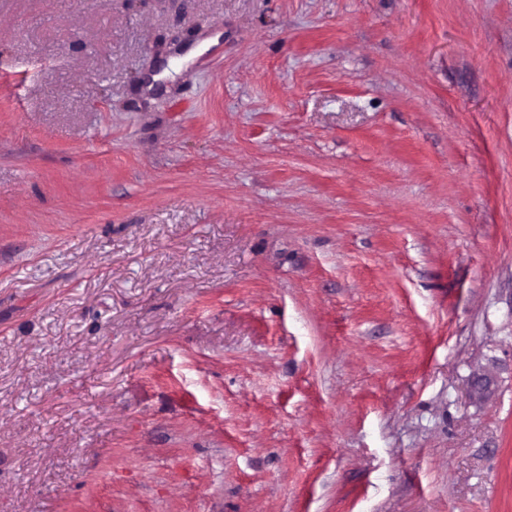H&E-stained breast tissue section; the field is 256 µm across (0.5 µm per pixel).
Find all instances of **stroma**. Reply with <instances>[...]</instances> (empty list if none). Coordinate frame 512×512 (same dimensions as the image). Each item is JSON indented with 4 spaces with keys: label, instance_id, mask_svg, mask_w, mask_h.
<instances>
[{
    "label": "stroma",
    "instance_id": "1",
    "mask_svg": "<svg viewBox=\"0 0 512 512\" xmlns=\"http://www.w3.org/2000/svg\"><path fill=\"white\" fill-rule=\"evenodd\" d=\"M0 512H512V0H0Z\"/></svg>",
    "mask_w": 512,
    "mask_h": 512
}]
</instances>
